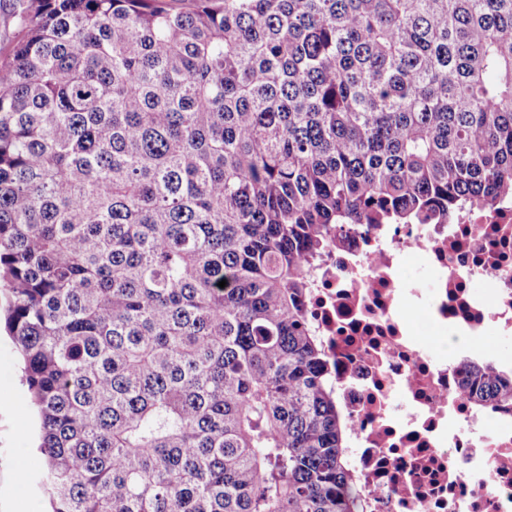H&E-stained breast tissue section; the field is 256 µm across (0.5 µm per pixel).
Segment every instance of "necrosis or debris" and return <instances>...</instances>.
Segmentation results:
<instances>
[{"instance_id": "obj_1", "label": "necrosis or debris", "mask_w": 512, "mask_h": 512, "mask_svg": "<svg viewBox=\"0 0 512 512\" xmlns=\"http://www.w3.org/2000/svg\"><path fill=\"white\" fill-rule=\"evenodd\" d=\"M437 273L422 286L408 266ZM345 416L362 512H512V409L464 396L512 335V197L444 224H353L306 302Z\"/></svg>"}]
</instances>
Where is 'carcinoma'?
Segmentation results:
<instances>
[{
  "instance_id": "1",
  "label": "carcinoma",
  "mask_w": 512,
  "mask_h": 512,
  "mask_svg": "<svg viewBox=\"0 0 512 512\" xmlns=\"http://www.w3.org/2000/svg\"><path fill=\"white\" fill-rule=\"evenodd\" d=\"M193 2L10 4L0 283L42 494L360 512L311 272L348 224L512 196V0Z\"/></svg>"
}]
</instances>
